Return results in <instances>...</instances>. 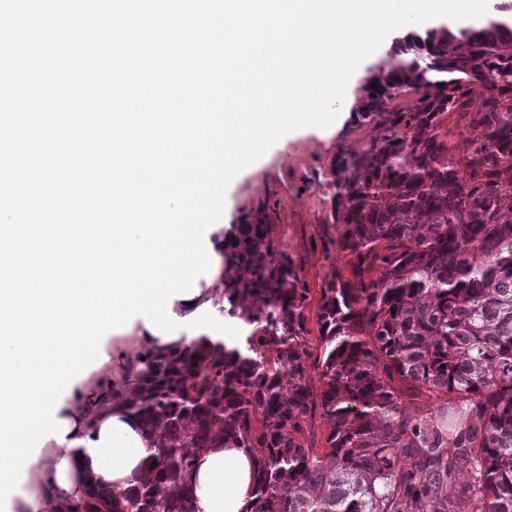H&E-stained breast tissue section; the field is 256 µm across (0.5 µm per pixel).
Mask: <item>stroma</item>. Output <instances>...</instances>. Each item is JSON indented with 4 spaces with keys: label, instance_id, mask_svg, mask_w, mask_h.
<instances>
[{
    "label": "stroma",
    "instance_id": "35a3bbf8",
    "mask_svg": "<svg viewBox=\"0 0 512 512\" xmlns=\"http://www.w3.org/2000/svg\"><path fill=\"white\" fill-rule=\"evenodd\" d=\"M376 134L374 125L358 118L323 138L289 137L274 145L257 168L240 174L227 189L231 220L264 210L272 237L292 255L302 256L304 276L311 290H319L334 273L311 242L318 238L325 222L336 159L342 151L366 148ZM136 350L134 339L126 337L107 346L109 361L86 393L90 407L99 405L104 389L131 390L125 364Z\"/></svg>",
    "mask_w": 512,
    "mask_h": 512
}]
</instances>
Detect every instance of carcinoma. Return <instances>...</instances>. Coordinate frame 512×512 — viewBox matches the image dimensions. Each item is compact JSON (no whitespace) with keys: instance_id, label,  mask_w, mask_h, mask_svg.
I'll use <instances>...</instances> for the list:
<instances>
[{"instance_id":"cac0c4a2","label":"carcinoma","mask_w":512,"mask_h":512,"mask_svg":"<svg viewBox=\"0 0 512 512\" xmlns=\"http://www.w3.org/2000/svg\"><path fill=\"white\" fill-rule=\"evenodd\" d=\"M360 92L379 133L332 170L318 335L303 258L242 217L213 306L247 354L129 358L108 403L149 434L143 469L63 512H200L195 456L222 447L255 453L247 512H512V23L411 34Z\"/></svg>"}]
</instances>
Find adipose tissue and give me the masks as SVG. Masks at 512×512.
<instances>
[{
	"mask_svg": "<svg viewBox=\"0 0 512 512\" xmlns=\"http://www.w3.org/2000/svg\"><path fill=\"white\" fill-rule=\"evenodd\" d=\"M66 421L64 442L49 438L26 470V485L49 483L52 504L76 497L96 475L123 488L137 474L149 441L126 413L106 408L89 415L84 383L75 381L55 413ZM253 454L245 448H210L200 453L189 481L201 512H246L253 485Z\"/></svg>",
	"mask_w": 512,
	"mask_h": 512,
	"instance_id": "adipose-tissue-1",
	"label": "adipose tissue"
}]
</instances>
